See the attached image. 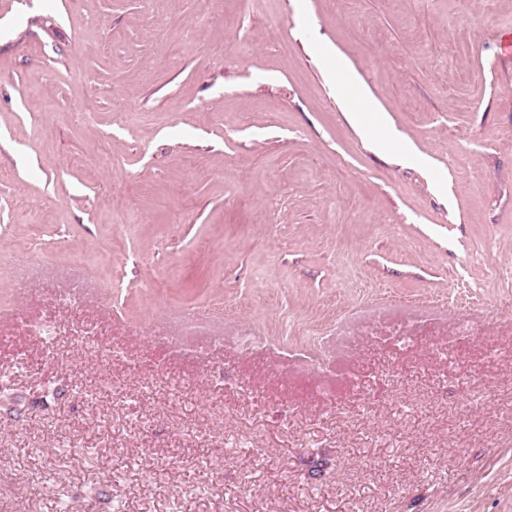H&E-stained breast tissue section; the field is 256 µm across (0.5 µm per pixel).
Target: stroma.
Wrapping results in <instances>:
<instances>
[{
  "label": "stroma",
  "mask_w": 512,
  "mask_h": 512,
  "mask_svg": "<svg viewBox=\"0 0 512 512\" xmlns=\"http://www.w3.org/2000/svg\"><path fill=\"white\" fill-rule=\"evenodd\" d=\"M509 41L512 0H0V512H512ZM336 83L340 90L345 93L348 87L353 88L365 104L371 107L370 112H376L372 106L371 96L363 85L359 76L344 64H341L336 56ZM343 98L348 102L347 115L352 125L360 134L371 138L373 144L378 150L388 151L393 141V131L381 114L371 122H365L361 111L356 109L350 102L349 97L344 94Z\"/></svg>",
  "instance_id": "obj_1"
}]
</instances>
